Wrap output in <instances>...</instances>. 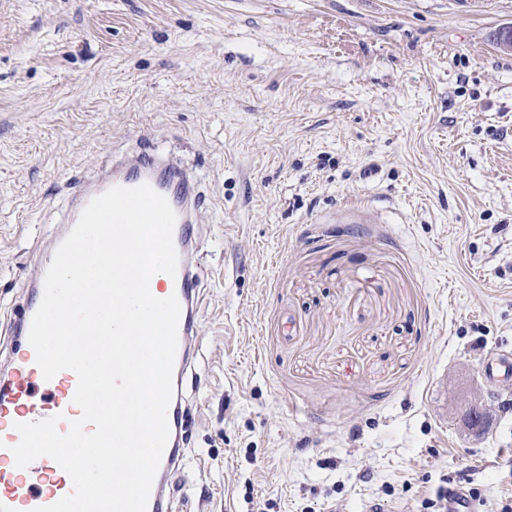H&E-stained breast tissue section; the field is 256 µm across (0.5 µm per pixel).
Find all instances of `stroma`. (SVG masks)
I'll return each mask as SVG.
<instances>
[{
  "mask_svg": "<svg viewBox=\"0 0 512 512\" xmlns=\"http://www.w3.org/2000/svg\"><path fill=\"white\" fill-rule=\"evenodd\" d=\"M512 0H0V308L141 137L203 193L175 505L512 502ZM482 408L472 427L467 413Z\"/></svg>",
  "mask_w": 512,
  "mask_h": 512,
  "instance_id": "1",
  "label": "stroma"
}]
</instances>
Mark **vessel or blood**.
Returning a JSON list of instances; mask_svg holds the SVG:
<instances>
[{"label": "vessel or blood", "instance_id": "obj_1", "mask_svg": "<svg viewBox=\"0 0 512 512\" xmlns=\"http://www.w3.org/2000/svg\"><path fill=\"white\" fill-rule=\"evenodd\" d=\"M150 185L164 195L176 214L173 240L179 264L176 277H164L158 285L163 296H177L181 315L178 349L173 379L182 381L192 358L195 316L200 301L201 275L191 261L196 244L198 196L191 175L173 156L155 147L144 146L134 159L120 158L81 180L68 206L65 230H72L85 206L114 186ZM48 267L38 264L29 282L30 296L23 308L10 319L12 342L8 360L0 368V512H33L34 508L57 502L70 494L73 485L68 474L50 457L36 459L29 467L17 468L11 449L19 441L15 423L59 416L58 429L67 432L70 420L79 417L73 397L77 388L74 372L64 370L52 380H44L35 363L28 341L32 318L44 294ZM188 406L182 392H175L168 409L170 438L154 478L147 512H173L171 487L180 475L186 438L182 421Z\"/></svg>", "mask_w": 512, "mask_h": 512}]
</instances>
